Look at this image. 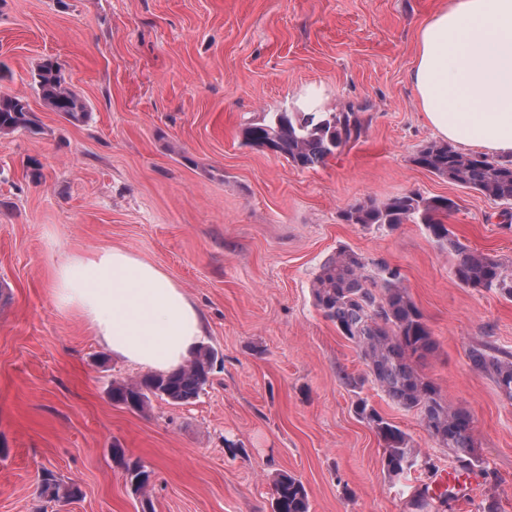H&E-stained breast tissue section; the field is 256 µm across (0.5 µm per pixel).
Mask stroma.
Returning <instances> with one entry per match:
<instances>
[{"label":"stroma","mask_w":512,"mask_h":512,"mask_svg":"<svg viewBox=\"0 0 512 512\" xmlns=\"http://www.w3.org/2000/svg\"><path fill=\"white\" fill-rule=\"evenodd\" d=\"M450 0H0V94L27 98L37 131L0 135V512H136L113 447L153 473V512H271L275 474L299 477L310 512H413L424 469L383 467L367 400L440 471L447 449L373 383L315 307L320 265L346 246L397 267L437 343L424 373L468 411L483 483L439 512H512V402L471 368L512 354V301L463 286L424 227L343 221L372 197L445 196L469 249L512 272V204L417 166L436 137L415 101L417 34ZM59 62L87 101L75 126L33 74ZM354 110L364 131L300 169L248 145L246 127L304 104ZM117 246L168 272L200 307L219 361L188 405H113L112 358L50 289L64 251ZM81 499L38 496L42 469Z\"/></svg>","instance_id":"stroma-1"}]
</instances>
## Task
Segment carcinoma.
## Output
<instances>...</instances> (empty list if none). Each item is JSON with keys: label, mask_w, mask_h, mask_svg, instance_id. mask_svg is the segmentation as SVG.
Segmentation results:
<instances>
[{"label": "carcinoma", "mask_w": 512, "mask_h": 512, "mask_svg": "<svg viewBox=\"0 0 512 512\" xmlns=\"http://www.w3.org/2000/svg\"><path fill=\"white\" fill-rule=\"evenodd\" d=\"M43 103L67 122L78 125L89 116L86 101L66 85L60 64L43 61L34 74ZM36 117L28 100L19 95L0 94V134L34 131ZM361 122L353 110L317 118L315 112H277L268 122L243 130L245 141L258 148L269 146L277 156L301 169L326 160L348 142L359 139ZM421 168L458 186L475 190L493 200L512 202V160H495L468 155L449 143H430L414 157ZM456 209L447 197L420 194L394 196L383 201L367 198L342 213L349 224H421L440 249L457 255L454 275L468 288L493 290L512 300V273L495 257L473 251L448 229L445 219ZM315 307L358 349L368 374L387 397L400 408L415 412L429 436L448 449L458 467L470 471L481 466L474 438V420L463 409L448 405L435 383L422 371L424 361L437 348L424 315L402 283L398 269L380 260H369L354 250L341 247L321 266L312 284ZM472 367L489 376L498 391L512 401V358L500 356L487 347L468 352ZM218 360L210 346L200 348L185 366L169 375L145 374L134 381H114L109 390L116 405L133 404L144 412L158 398L172 404H189L209 382ZM357 413L374 430L383 449L387 473L399 477L418 463L436 470L432 459L420 458L409 436L361 401ZM112 459L128 482L142 472L144 464L112 448ZM80 486L45 469L39 483V497L50 501L77 498ZM272 512H310L309 493L304 483L288 473L273 479Z\"/></svg>", "instance_id": "carcinoma-1"}]
</instances>
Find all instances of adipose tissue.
I'll list each match as a JSON object with an SVG mask.
<instances>
[{
  "label": "adipose tissue",
  "instance_id": "1",
  "mask_svg": "<svg viewBox=\"0 0 512 512\" xmlns=\"http://www.w3.org/2000/svg\"><path fill=\"white\" fill-rule=\"evenodd\" d=\"M410 81L433 133L512 159V0H453L418 34ZM52 300L116 358L166 374L190 361L204 317L171 276L120 248L64 252Z\"/></svg>",
  "mask_w": 512,
  "mask_h": 512
}]
</instances>
